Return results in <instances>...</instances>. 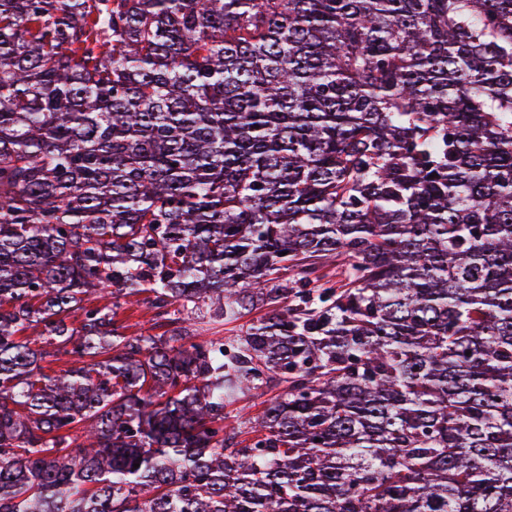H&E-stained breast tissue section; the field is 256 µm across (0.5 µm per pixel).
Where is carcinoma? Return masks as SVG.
Instances as JSON below:
<instances>
[{
	"mask_svg": "<svg viewBox=\"0 0 512 512\" xmlns=\"http://www.w3.org/2000/svg\"><path fill=\"white\" fill-rule=\"evenodd\" d=\"M0 512H512V0H0ZM150 294H142L140 296V304L136 307H134V313H131L130 311H120L117 319L119 321V324H123L127 326L126 333L128 335L132 336H138L140 333L147 334V333H158V330H150L151 328V311L149 310L147 303V297H149ZM283 391V385L272 387L269 389H264L263 391H259L257 393H248L245 396H242L237 402V404L231 409H233L232 416L237 414L236 409L242 410L243 413H248L250 415L260 414L268 405L269 401Z\"/></svg>",
	"mask_w": 512,
	"mask_h": 512,
	"instance_id": "cac0c4a2",
	"label": "carcinoma"
}]
</instances>
